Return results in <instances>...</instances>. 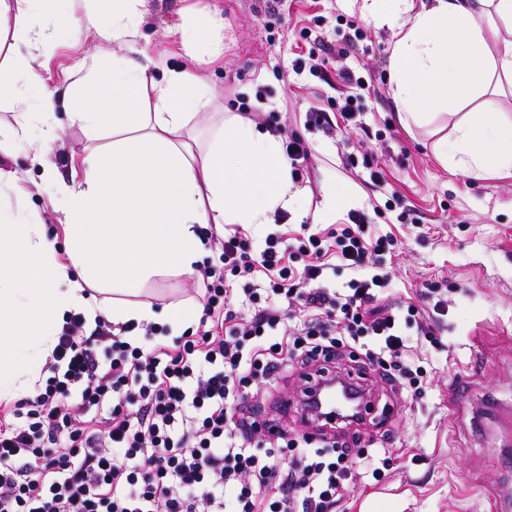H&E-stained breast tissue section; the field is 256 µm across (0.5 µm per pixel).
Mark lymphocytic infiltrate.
<instances>
[{
	"instance_id": "1",
	"label": "lymphocytic infiltrate",
	"mask_w": 512,
	"mask_h": 512,
	"mask_svg": "<svg viewBox=\"0 0 512 512\" xmlns=\"http://www.w3.org/2000/svg\"><path fill=\"white\" fill-rule=\"evenodd\" d=\"M369 226L353 214L326 238L299 239V271L281 236L256 252L202 229L218 261L201 274L196 331L170 346L131 345L101 319L86 336L72 315L33 394L0 409V512H337L353 470L379 477L387 448L361 447L345 432L351 419L331 415L316 432L274 425L263 439L247 386L275 391L297 366L325 382L347 360L421 397L417 351L433 330L422 305L380 304L390 275L363 268L397 240ZM332 265L351 271L346 286L315 287ZM228 272L269 280L250 318L227 303Z\"/></svg>"
}]
</instances>
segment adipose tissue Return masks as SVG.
<instances>
[{
  "mask_svg": "<svg viewBox=\"0 0 512 512\" xmlns=\"http://www.w3.org/2000/svg\"><path fill=\"white\" fill-rule=\"evenodd\" d=\"M42 0H0V32L13 33V64L0 65V87L20 84L37 101L40 141L55 131L54 103L42 78L22 73L31 35L68 26L60 9L41 20ZM140 0H103L94 27L133 44ZM379 22H396L391 43L392 100L402 123L429 125L443 111L463 109L450 133L434 143L437 159L479 178L512 176V119L482 104L512 88V0H369ZM189 65L154 79L149 64L124 57L69 101L68 116L89 139L111 132L96 159L82 158L60 187L66 237L56 249L42 224L0 209V392L31 389L69 314L116 324L154 322L180 330L199 307L157 311L138 295L153 278L193 274L206 252L205 224H270L295 212L300 191L282 135L225 113L204 150L190 141L208 96L198 70L224 49V21L203 8L169 28ZM112 298L88 296L91 283Z\"/></svg>",
  "mask_w": 512,
  "mask_h": 512,
  "instance_id": "ef3b65f1",
  "label": "adipose tissue"
}]
</instances>
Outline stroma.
<instances>
[{"mask_svg":"<svg viewBox=\"0 0 512 512\" xmlns=\"http://www.w3.org/2000/svg\"><path fill=\"white\" fill-rule=\"evenodd\" d=\"M224 16V57L204 71L207 91L226 108L266 106L254 119L267 129L270 109H278L284 134H297L312 149L308 168L297 180L302 192L298 214L281 213L277 224L225 225L241 230L253 249L263 248L268 233L307 232L325 236L318 215L327 192L347 184L354 197H336V220L369 214L379 232L398 240L395 253L376 256L390 270L394 298L419 297L427 285L443 288L448 312L421 350L426 393L414 401L392 392L377 376L368 377L363 432L373 439L388 435L391 459L380 479L357 477L345 494L341 512H499L508 481L497 461L512 452V177H468L445 169L435 159L432 137L420 127L405 128L393 107L390 45L392 25L366 17L347 0H281L268 15L267 0H145L137 49L155 62L154 78L185 58L165 28L180 13L201 7ZM99 9L97 0H73V25L59 34L51 51L34 46L28 58L55 101L56 133L44 146L45 162L58 183L70 179V157L101 149L87 140L65 115L63 95L79 77L93 79L111 69L122 48L86 32L82 22ZM311 37H304V30ZM355 42L347 56L339 50ZM320 49L325 64L318 72L295 73L297 56ZM353 68L364 87H348L337 72ZM356 96L361 123L348 126L341 116L347 96ZM318 109L329 126H307L305 114ZM27 107L10 88L0 89V165L17 171V187L0 188V207L35 214L48 238L63 239V216L56 191L42 181L41 165L17 132ZM44 162V163H45ZM382 169L389 191L417 217L404 224L385 209L383 193L370 183ZM141 302L158 308L194 304L192 280L168 275L146 284ZM467 371L465 391L452 381Z\"/></svg>","mask_w":512,"mask_h":512,"instance_id":"obj_1","label":"stroma"}]
</instances>
